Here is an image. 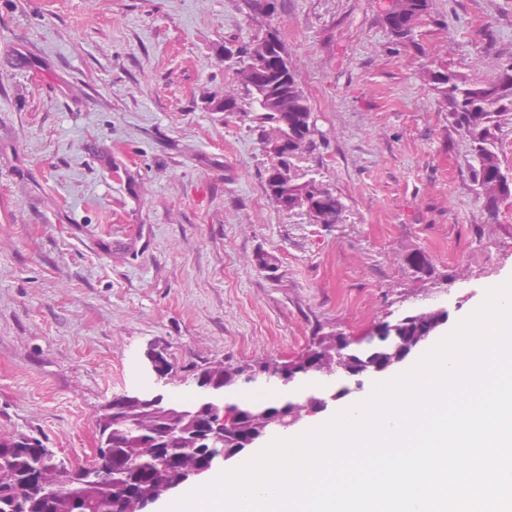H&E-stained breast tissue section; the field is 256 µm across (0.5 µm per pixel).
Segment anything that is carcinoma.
<instances>
[{
	"instance_id": "carcinoma-1",
	"label": "carcinoma",
	"mask_w": 512,
	"mask_h": 512,
	"mask_svg": "<svg viewBox=\"0 0 512 512\" xmlns=\"http://www.w3.org/2000/svg\"><path fill=\"white\" fill-rule=\"evenodd\" d=\"M395 8L398 14L390 32L397 40L410 42L428 15L429 0H395ZM262 43L271 44L268 65L259 74V81L245 89L250 111L265 137L278 131L286 138L288 159L284 163L288 165L298 152L313 148L318 130L306 122L311 109L276 32L237 46L233 56L237 73L248 68L249 58ZM433 83L448 103L454 124L470 141L478 195L488 220L493 221L500 205L512 198V173L503 169L496 143L502 118L512 113V62L501 65L491 82L472 83L445 69L434 73ZM280 175L275 164L267 169V193L276 204L293 192ZM319 205L320 223H340L343 204L329 189H324ZM415 334L412 322L389 326L387 319L380 317L362 336L341 348L336 347V337L321 327L315 330L313 341L321 346L326 364L335 368L329 382L331 389L339 391L345 386V374L367 379L372 365L403 352L404 337ZM240 370L232 364L213 370L206 365L198 368L193 377L197 394L186 399H164L154 404L147 401L153 392L144 389L129 398L120 394L107 402L112 422L99 426L100 447L105 452L91 464L94 478L83 476L80 469L31 437L1 440L0 512H141V496L150 491L162 493L182 469L217 463L237 453L234 433L228 429L222 448L197 447L189 438L195 425L208 421L216 399H221L224 412L237 419L240 432L264 435L270 432L273 419H283L289 409L313 400L311 394L297 392L302 383L315 376L304 369L293 373L290 384L269 380L272 385L285 386L279 398L243 401L242 391L253 383L242 380ZM165 415L178 419L186 433L169 437L166 430H158Z\"/></svg>"
}]
</instances>
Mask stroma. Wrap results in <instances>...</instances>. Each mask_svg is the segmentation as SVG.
<instances>
[{"mask_svg":"<svg viewBox=\"0 0 512 512\" xmlns=\"http://www.w3.org/2000/svg\"><path fill=\"white\" fill-rule=\"evenodd\" d=\"M273 3L0 0V440L85 466L113 395L175 397L201 364L288 361L316 327L359 336L397 309L455 321L512 278V200L488 219L432 82L512 61V0H430L409 43L381 0ZM269 29L323 134L292 171L341 198L340 223L266 193L224 47ZM224 93L238 111L209 109ZM153 342L171 379L143 371Z\"/></svg>","mask_w":512,"mask_h":512,"instance_id":"35a3bbf8","label":"stroma"}]
</instances>
